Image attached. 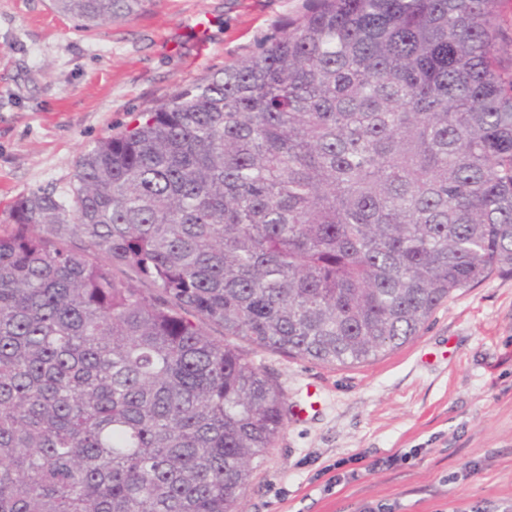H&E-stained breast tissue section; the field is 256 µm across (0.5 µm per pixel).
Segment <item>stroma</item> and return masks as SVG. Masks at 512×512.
I'll use <instances>...</instances> for the list:
<instances>
[{
    "instance_id": "obj_1",
    "label": "stroma",
    "mask_w": 512,
    "mask_h": 512,
    "mask_svg": "<svg viewBox=\"0 0 512 512\" xmlns=\"http://www.w3.org/2000/svg\"><path fill=\"white\" fill-rule=\"evenodd\" d=\"M305 0H140L86 30L53 0H0V221L38 188L69 191L100 138L224 67L300 14ZM307 420H286L253 462L239 512H499L512 501V276L457 291L419 335L331 366L251 349ZM404 461L372 463L387 454ZM342 482L326 491L325 469Z\"/></svg>"
}]
</instances>
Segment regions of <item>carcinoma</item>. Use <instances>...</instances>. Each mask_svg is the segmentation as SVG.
Returning a JSON list of instances; mask_svg holds the SVG:
<instances>
[{"mask_svg":"<svg viewBox=\"0 0 512 512\" xmlns=\"http://www.w3.org/2000/svg\"><path fill=\"white\" fill-rule=\"evenodd\" d=\"M54 2L90 28L139 0ZM496 4L306 0L252 58L97 141L69 192L13 202L0 512H237L289 408L234 340L361 364L512 275Z\"/></svg>","mask_w":512,"mask_h":512,"instance_id":"obj_1","label":"carcinoma"}]
</instances>
